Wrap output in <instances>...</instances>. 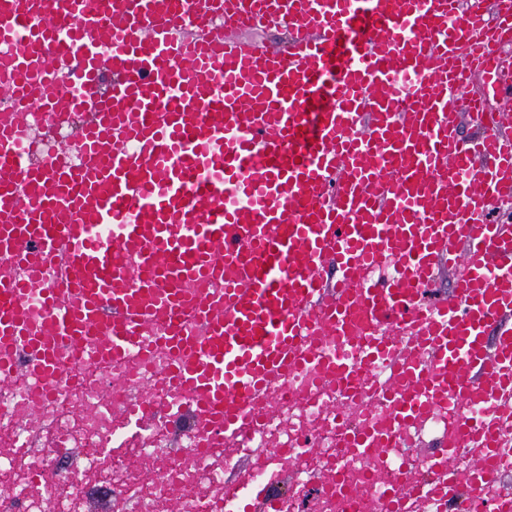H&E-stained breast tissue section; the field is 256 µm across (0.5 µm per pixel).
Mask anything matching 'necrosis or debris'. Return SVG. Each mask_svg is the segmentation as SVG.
Instances as JSON below:
<instances>
[{"label": "necrosis or debris", "mask_w": 512, "mask_h": 512, "mask_svg": "<svg viewBox=\"0 0 512 512\" xmlns=\"http://www.w3.org/2000/svg\"><path fill=\"white\" fill-rule=\"evenodd\" d=\"M168 358L156 352L135 364L96 366L62 354V373L44 386L20 378L0 385V512H92L89 493L106 499V512H238L225 500L224 462L196 450L188 412L160 404L161 429L129 428L116 415L147 399V379L160 376ZM331 407L295 401L285 405L284 422L267 435L287 433L292 461L305 467L309 447L323 448L335 461L328 428ZM267 435L240 433L238 447L264 445ZM173 461L155 463L159 449ZM138 456L130 471L125 460ZM379 457L344 461L346 481L361 500L379 492Z\"/></svg>", "instance_id": "1"}]
</instances>
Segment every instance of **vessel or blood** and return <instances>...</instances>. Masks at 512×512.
I'll return each instance as SVG.
<instances>
[{"instance_id": "obj_1", "label": "vessel or blood", "mask_w": 512, "mask_h": 512, "mask_svg": "<svg viewBox=\"0 0 512 512\" xmlns=\"http://www.w3.org/2000/svg\"><path fill=\"white\" fill-rule=\"evenodd\" d=\"M511 35L512 0H0V382L21 349L43 380L63 345L162 348L159 393L228 456L298 374L372 389L388 423L336 431L384 461L368 512H512ZM438 413L455 441L414 473ZM272 455L225 498L284 512Z\"/></svg>"}]
</instances>
